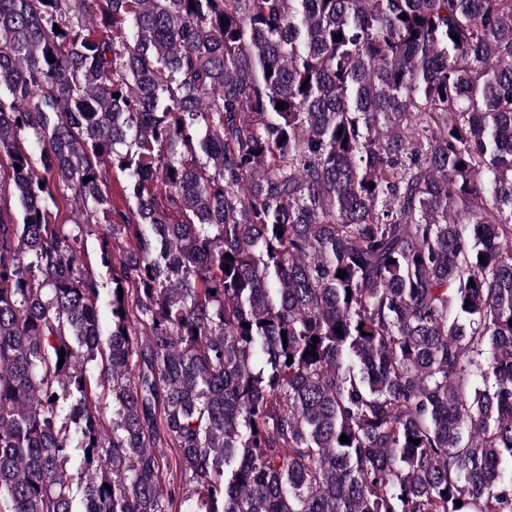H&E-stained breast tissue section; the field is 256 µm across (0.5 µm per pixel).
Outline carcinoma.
I'll return each instance as SVG.
<instances>
[{"label": "carcinoma", "mask_w": 512, "mask_h": 512, "mask_svg": "<svg viewBox=\"0 0 512 512\" xmlns=\"http://www.w3.org/2000/svg\"><path fill=\"white\" fill-rule=\"evenodd\" d=\"M0 160V512H512V0H0Z\"/></svg>", "instance_id": "obj_1"}]
</instances>
